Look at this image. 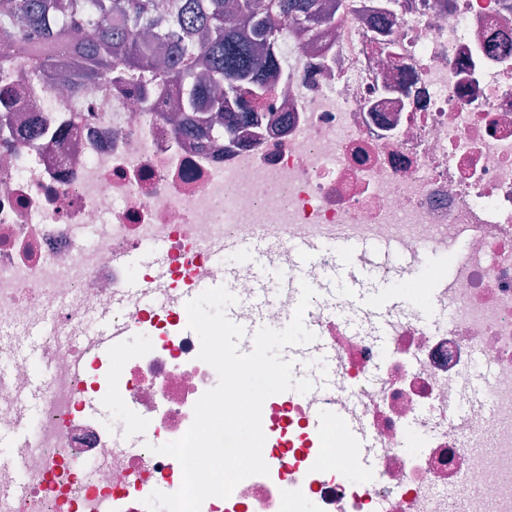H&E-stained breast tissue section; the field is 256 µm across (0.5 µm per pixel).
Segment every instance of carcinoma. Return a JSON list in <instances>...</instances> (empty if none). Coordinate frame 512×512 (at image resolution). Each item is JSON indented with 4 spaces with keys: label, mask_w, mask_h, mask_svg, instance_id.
<instances>
[{
    "label": "carcinoma",
    "mask_w": 512,
    "mask_h": 512,
    "mask_svg": "<svg viewBox=\"0 0 512 512\" xmlns=\"http://www.w3.org/2000/svg\"><path fill=\"white\" fill-rule=\"evenodd\" d=\"M335 17L322 0H167L163 14L155 0H0V113L12 111L10 75L26 58L74 91L132 85L148 106L171 90L190 109L244 121L273 91L256 45H274L288 22L317 37ZM76 27L92 36L72 39ZM156 40L176 63H160Z\"/></svg>",
    "instance_id": "obj_1"
}]
</instances>
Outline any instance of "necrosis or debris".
Masks as SVG:
<instances>
[{"label": "necrosis or debris", "mask_w": 512, "mask_h": 512, "mask_svg": "<svg viewBox=\"0 0 512 512\" xmlns=\"http://www.w3.org/2000/svg\"><path fill=\"white\" fill-rule=\"evenodd\" d=\"M326 2L329 34L285 27L276 93L215 134L178 96L145 107L128 86L73 93L17 61L14 131L0 134V323L50 315L56 335L41 346L52 376L26 465L0 460V512H147L153 491L176 492L178 460L119 448L87 399L121 404L123 426L154 446L180 438L218 382L177 304L183 286L217 276L212 247L258 232L324 242L298 269L284 247L236 260L246 320L257 274L321 288L345 229L406 258L382 270L406 310L384 339L353 298L319 295L307 310L341 370L330 396L379 444L378 479L335 451L336 422L308 432L318 392L268 399V475L201 512H512V0ZM154 242L169 279L112 260ZM451 243L447 288L416 293L413 257ZM134 276L157 305L130 294L117 317L143 343L92 361L90 320ZM9 354L0 343V431L17 428L33 371ZM19 481L25 495L6 497Z\"/></svg>", "instance_id": "4bbe7bcc"}]
</instances>
